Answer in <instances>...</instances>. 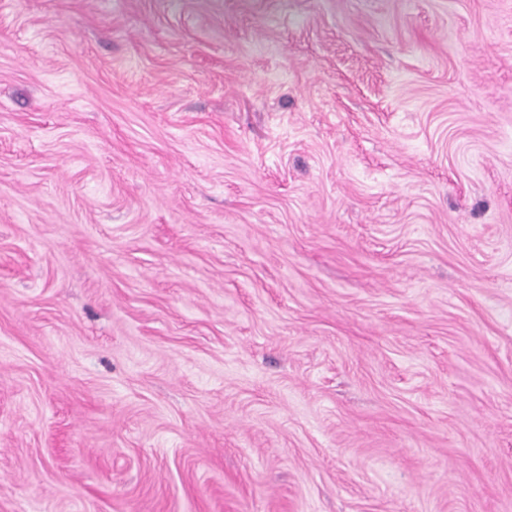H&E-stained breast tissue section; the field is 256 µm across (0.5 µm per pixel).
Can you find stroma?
<instances>
[{
    "label": "stroma",
    "mask_w": 512,
    "mask_h": 512,
    "mask_svg": "<svg viewBox=\"0 0 512 512\" xmlns=\"http://www.w3.org/2000/svg\"><path fill=\"white\" fill-rule=\"evenodd\" d=\"M0 512H512V0H0Z\"/></svg>",
    "instance_id": "1"
}]
</instances>
